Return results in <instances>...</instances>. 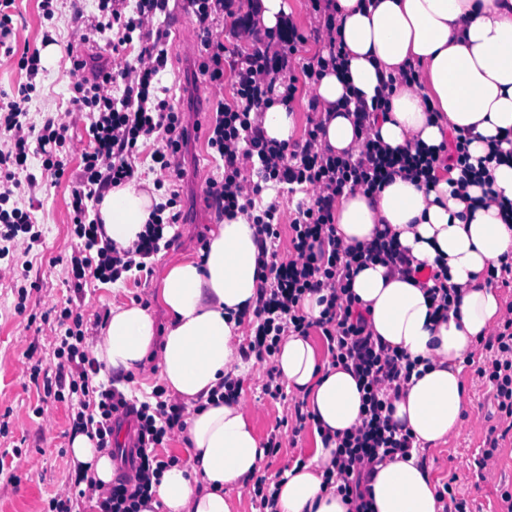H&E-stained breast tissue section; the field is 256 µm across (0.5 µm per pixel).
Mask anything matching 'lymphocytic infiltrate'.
<instances>
[{
    "label": "lymphocytic infiltrate",
    "instance_id": "lymphocytic-infiltrate-1",
    "mask_svg": "<svg viewBox=\"0 0 512 512\" xmlns=\"http://www.w3.org/2000/svg\"><path fill=\"white\" fill-rule=\"evenodd\" d=\"M260 0H189L202 32L199 70L215 92L232 88L233 99L218 102L216 115L205 138L224 162L221 178H208L204 192L216 211L231 218L246 215L257 229L261 250V281L252 311L254 337L241 347L243 360H252L266 373L265 395L284 398L275 356L288 335L306 336L320 330L328 343L332 365L343 366L357 376L363 390L358 422L337 435L333 468L325 474L337 491L353 505L352 512H372V500L363 488L373 464L390 458L406 459L413 447L409 431L391 417L392 401L399 397L418 369L419 360L386 345L375 337L367 318L351 292V280L361 266L379 262L391 272L408 278L424 276L436 317H447L458 307L461 292L448 283V266L435 268L412 263L399 245L386 235L367 244H348L334 224L336 200L344 191H361L375 199L395 178L430 183L442 158L435 149L394 151L384 146L375 129L374 116L387 112L386 89L401 82H416V67L408 65L399 75L388 76L384 90L372 101H357L355 120L361 140L358 154L333 152L321 143L325 125L322 113H313L303 139L277 141L267 138L263 117L274 104L289 105L299 85L315 86L326 69L346 65L336 20L326 15L330 0H309L312 11L325 13L317 40L326 44L327 56L295 66L306 40L289 16L266 28L260 22ZM14 0H0V52L19 54V66L30 77L11 100L0 102V259L10 253L9 244L27 234L38 244L42 233L17 191L36 188L39 178L61 179L74 145L67 140L61 114L49 112L41 126L28 121L26 105L36 90L41 71L38 50H17L10 9ZM168 0H98V14L83 20L68 43L69 48L89 43L92 36L113 29L115 41L106 55L90 59L76 55L67 71L73 80L72 103L86 112L91 150L81 155L82 164L72 189V232L77 249L67 263L75 293H82L88 279L116 283L132 272L146 270L147 261L165 242V229L180 221L177 183L183 175V149L188 130L183 115L161 95L155 85L168 62L163 30L156 23ZM140 42L135 58L125 47ZM248 43L244 53H230L232 43ZM155 139L152 155L154 186L160 201L151 211L144 232L131 246L120 249L99 239V224L91 218L93 203L105 193L132 180L134 156L140 141ZM38 154L39 170L30 172L29 156ZM300 194L288 214L276 203L260 205L264 190ZM288 224L294 257L282 262L276 243L281 224ZM319 295L323 309L318 318L302 309L306 295ZM54 373L43 375L33 366L31 377L43 382L55 398L71 395L72 429L96 438L99 449L112 447V436L121 419L135 420L131 446L122 450V466L111 485L97 499V512H139L150 497L153 479L165 467L156 450L172 434L184 432L185 408L155 386L150 400L134 402L113 386L94 384L99 367L88 350L90 337L105 325L97 318L85 325L82 314L63 308L56 318ZM490 360L478 367L489 383L500 417L512 431V307L485 342Z\"/></svg>",
    "mask_w": 512,
    "mask_h": 512
}]
</instances>
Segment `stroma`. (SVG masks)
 Wrapping results in <instances>:
<instances>
[{
	"instance_id": "obj_1",
	"label": "stroma",
	"mask_w": 512,
	"mask_h": 512,
	"mask_svg": "<svg viewBox=\"0 0 512 512\" xmlns=\"http://www.w3.org/2000/svg\"><path fill=\"white\" fill-rule=\"evenodd\" d=\"M41 0H15L11 9L15 30L27 31V45L41 47L45 37L55 39L54 53L45 57L46 71L36 80L37 89L28 104L33 122L45 113L63 115L65 135L69 141L91 148L86 113L73 110L72 85L67 75L70 61L66 46L73 23L69 6L59 15L46 20ZM167 41L172 46L166 69L160 73V84L169 89L175 106L185 114L189 128L210 123L216 102L199 73L198 59L187 58L181 51L184 42L200 44L201 35L194 15L179 9L171 0L166 14L159 18ZM218 177L224 171L220 157L208 147L206 139L190 136L185 152V169L181 182L183 225L174 244L161 250L150 262V269L115 284L88 282L83 298H76L66 282L62 265L76 247L71 232V191L68 177L58 182L43 181L34 194L25 195L31 216L42 230L41 243L32 250L17 248L13 256L0 260V512H47L51 499L66 496L73 475L69 453L72 435L70 404L47 397L42 387L30 378L33 359H41L44 368H52L54 356L50 345V327L41 320L51 307L63 308L71 299H79L85 321H93L96 313L112 304L142 299L157 326L167 320L156 302V291L168 261L198 252L196 238L209 234L220 218L205 200L197 179L198 170ZM26 296H19V288ZM33 359H26V352ZM489 356L476 348L463 364L464 377L471 404L458 434L448 443L426 451V464L436 484L454 482L471 512H498L500 482L512 483V438L503 441V450L495 469L480 478L475 460L485 444L491 428L499 424V415L489 389L477 375V369ZM242 395L255 406L254 418L262 437L275 433L286 414V402L262 393L265 381L262 368L248 364L241 375ZM312 440L311 429H304L292 441L266 455L260 472L276 481L280 472L305 457Z\"/></svg>"
}]
</instances>
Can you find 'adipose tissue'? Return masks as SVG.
Returning a JSON list of instances; mask_svg holds the SVG:
<instances>
[{
  "mask_svg": "<svg viewBox=\"0 0 512 512\" xmlns=\"http://www.w3.org/2000/svg\"><path fill=\"white\" fill-rule=\"evenodd\" d=\"M347 60L346 77L326 71L315 85L320 111L327 113L323 143L334 151L358 152L353 119L336 104L345 98H372L380 79L419 67L414 86L397 85L389 110L376 129L394 149L436 147L445 135L471 133L472 163H483L492 195L468 188V199L453 196L456 167L440 168L426 187L403 178L375 199L361 192L336 201V231L349 243L371 240L386 229L417 262L443 258L450 284L460 288L457 311L433 319L423 288L400 275L367 264L354 277L352 291L374 335L413 358L429 360L394 402V420L403 424L420 450L447 444L462 426L470 399L462 363L487 336L504 303L488 285L490 261L512 250V228L500 205L512 201V163H498L496 150L512 132V0H336ZM158 201L152 180L110 189L99 204L102 235L125 248L144 231ZM255 228L243 217L214 225L202 257L185 256L167 264L156 299L166 310L157 330L137 302L112 305L91 355L100 373L118 389L155 359L158 379L185 404L184 446L189 465L173 463L141 512H239L227 489L243 486L264 459L260 432L245 401L228 405L217 397L227 374L241 364L239 312L253 308L260 284ZM290 392L300 396L314 417V436L304 464L292 465L278 484L277 512H349L335 488L324 487L333 446L328 433L357 421L362 393L354 375L330 365L314 336L285 337L275 356ZM75 474L93 479L94 492L113 479L110 454L84 433L71 437ZM374 512H441L437 485L418 457L386 460L370 482Z\"/></svg>",
  "mask_w": 512,
  "mask_h": 512,
  "instance_id": "obj_1",
  "label": "adipose tissue"
}]
</instances>
